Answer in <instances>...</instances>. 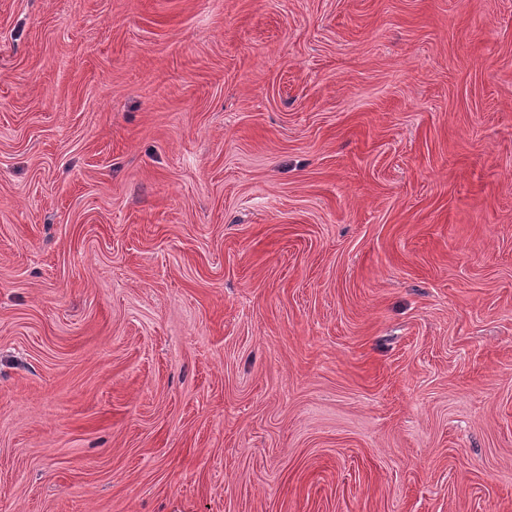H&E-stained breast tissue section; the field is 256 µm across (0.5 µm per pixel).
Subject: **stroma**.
Segmentation results:
<instances>
[{
    "label": "stroma",
    "instance_id": "stroma-1",
    "mask_svg": "<svg viewBox=\"0 0 512 512\" xmlns=\"http://www.w3.org/2000/svg\"><path fill=\"white\" fill-rule=\"evenodd\" d=\"M0 512H512V0H0Z\"/></svg>",
    "mask_w": 512,
    "mask_h": 512
}]
</instances>
